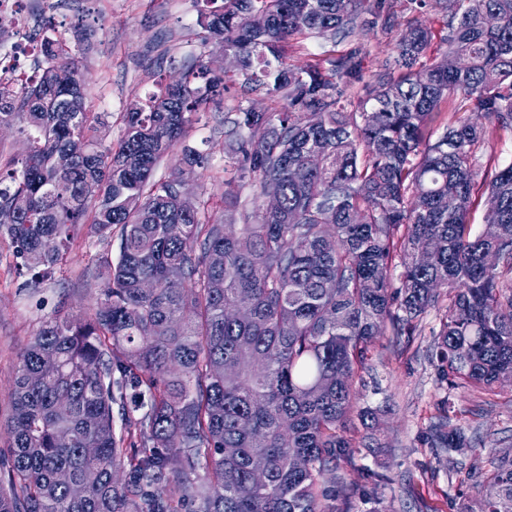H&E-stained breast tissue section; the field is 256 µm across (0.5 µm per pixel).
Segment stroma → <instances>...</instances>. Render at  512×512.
Segmentation results:
<instances>
[{
	"label": "stroma",
	"mask_w": 512,
	"mask_h": 512,
	"mask_svg": "<svg viewBox=\"0 0 512 512\" xmlns=\"http://www.w3.org/2000/svg\"><path fill=\"white\" fill-rule=\"evenodd\" d=\"M364 18L380 26L377 35L361 40L294 37L286 49L291 68L362 50V79L337 81L341 105L353 111L364 88L373 84L408 26L429 28L433 39L427 60L441 57L447 13L441 0H365ZM203 0H55L41 12L34 30L36 40L61 39L82 63L88 108L100 113L102 145L117 143L124 130V115L131 104L158 91L161 82L181 76L198 61L218 59L219 45L204 42L199 23ZM274 111L276 102L261 93L244 91L231 81L222 98L203 105L193 115L186 142L207 154L205 167L188 179V192L206 218L223 216L218 203L224 183L235 175L224 149V120L239 109ZM512 164V133L490 134L468 215L472 234L484 229L488 207L486 183ZM118 258V241L80 226L68 260L37 288L24 287L17 271L14 248L0 237V450H6L3 431L10 411V393L20 356L37 328L58 314H90L108 287L106 262ZM442 313L430 310L409 336L382 333L370 352L369 369L360 403L375 408L373 430L352 423L356 440L373 435L380 446L352 449L338 476L345 492L337 499L338 512H457L462 504L477 505L481 497L479 470L489 449L512 456V385H497L486 392L467 385L449 387L431 360L434 334ZM465 433L479 431L482 443L460 454L430 447V427L441 411Z\"/></svg>",
	"instance_id": "stroma-1"
}]
</instances>
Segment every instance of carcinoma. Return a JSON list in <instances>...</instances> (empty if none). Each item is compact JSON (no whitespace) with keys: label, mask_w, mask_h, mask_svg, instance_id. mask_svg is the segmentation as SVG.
Segmentation results:
<instances>
[{"label":"carcinoma","mask_w":512,"mask_h":512,"mask_svg":"<svg viewBox=\"0 0 512 512\" xmlns=\"http://www.w3.org/2000/svg\"><path fill=\"white\" fill-rule=\"evenodd\" d=\"M206 2L205 40L238 58L242 85L288 99L226 120L238 178L281 201L272 215L250 212L225 182L236 233L179 204L175 184L203 154L183 147L184 168L154 179L192 114L224 94L225 77L205 63L184 73L181 93L166 84L134 105L105 148L65 41L42 42L46 66L29 83L0 82V123H23L28 143L0 161V207L19 212L0 235L27 284L67 262L83 224L119 240L112 288L93 314L44 321L21 356L0 512H336V468L354 447L347 424L374 419L356 409L354 389L370 346L387 329L410 335L442 288L448 310L432 353L441 378L491 388L512 375V164L487 185L485 223L497 235L473 237L467 224L483 122L512 131V0H443V56L424 63L432 32L408 28L358 112L334 94L336 78L355 77L357 53L296 71L285 45L365 34L364 0ZM452 98L466 114L429 128ZM57 104L69 111H51ZM312 150L322 166L307 165ZM60 153L71 156L67 171ZM132 197L145 207L128 209ZM236 307L249 316L230 317ZM471 443L446 409L431 426L433 448ZM489 458L486 512H512V458L493 448Z\"/></svg>","instance_id":"cac0c4a2"}]
</instances>
